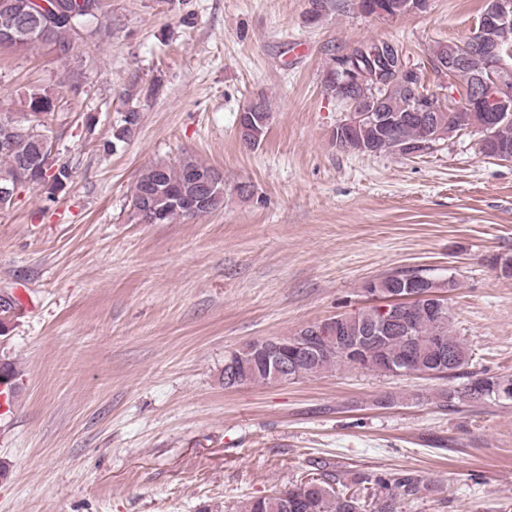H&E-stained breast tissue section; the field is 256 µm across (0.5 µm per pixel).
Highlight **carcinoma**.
<instances>
[{
  "mask_svg": "<svg viewBox=\"0 0 512 512\" xmlns=\"http://www.w3.org/2000/svg\"><path fill=\"white\" fill-rule=\"evenodd\" d=\"M14 11L0 10V47L10 52L49 50L57 57L71 61L80 56L86 42L104 41L111 32L106 26H96L99 16L84 12L83 6L93 0H67L71 16L50 20L51 27L41 20H21L28 0H12ZM366 47L362 67L369 75L365 85L355 90V97L369 102L383 99L382 106L390 114L403 116L392 134L385 137L371 130L354 133V139L367 146V154H398L397 146H416L429 140L433 128L448 127V111L435 105L429 113L431 121H424L407 112L411 93L405 77H398V89L391 92L382 86L386 63L374 52L375 40L361 41ZM451 43L438 42L431 49L430 66L437 76L460 81L461 88L469 87L472 76L487 68L488 58L483 51L473 53L466 65L450 72L441 70L436 60L448 53ZM27 109L24 122L14 121L15 133L11 147L0 152V184L17 177L18 164L34 159L41 133H52V121L57 110V99L38 89L30 88L23 96ZM258 111L266 119L263 132L253 146H260L273 119L271 105L264 99L258 106L245 111ZM140 113L129 107L122 115V124L115 138L124 140L136 130ZM465 126L483 133L488 123V112L474 106L463 112ZM494 139L481 146V153L489 158L506 149L512 153V116L498 121ZM218 171L192 157H184L176 164H154L144 168L136 187L150 197V207L142 216L147 224H168L184 216H204L224 204V192L217 193L211 202L192 213L188 201L194 199L198 180H207ZM71 171L64 165L56 171L36 169L31 173L32 183L59 189L69 180ZM384 287L379 297L387 301L393 311L407 313V324L399 329L385 326L381 305L364 307L354 313H338L327 319V331L319 335V324L302 328L288 337V376L296 382L333 372L339 368H356L370 372L396 375L413 374L428 378H455L467 375V382L459 388L437 392L442 406L455 404L512 402V375L486 376L465 373L469 365V350L451 329L447 299L444 294L457 286L451 278L435 277L422 270H402L383 277ZM419 286L429 298L408 303L402 297ZM236 366L241 385H265L270 382L267 364L260 359L240 357L233 351L225 357ZM318 477L303 479L280 496L254 497L239 506V512H399L403 503L412 502L431 491L420 476L410 470L395 473L358 471L351 478H342L329 465L320 466Z\"/></svg>",
  "mask_w": 512,
  "mask_h": 512,
  "instance_id": "cac0c4a2",
  "label": "carcinoma"
}]
</instances>
